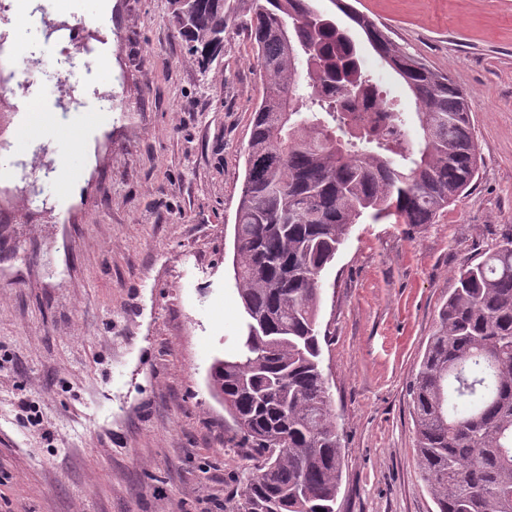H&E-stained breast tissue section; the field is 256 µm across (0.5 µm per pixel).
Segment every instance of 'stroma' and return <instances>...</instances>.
I'll list each match as a JSON object with an SVG mask.
<instances>
[{"label": "stroma", "mask_w": 512, "mask_h": 512, "mask_svg": "<svg viewBox=\"0 0 512 512\" xmlns=\"http://www.w3.org/2000/svg\"><path fill=\"white\" fill-rule=\"evenodd\" d=\"M466 97L481 160L433 224L362 219L322 275V360L344 466L336 512H437L416 464L409 385L467 260L512 231V0H348ZM364 47L403 111L402 79L331 0H311ZM112 84L82 55L47 68L42 20L18 88L34 139L6 137L0 181V512H228L256 460L207 373L241 334L233 228L263 85L246 30L201 74L169 23V0H107ZM58 84L53 110L40 95ZM112 108L75 137L68 213L54 192L56 138L75 100Z\"/></svg>", "instance_id": "35a3bbf8"}]
</instances>
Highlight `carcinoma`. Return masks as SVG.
Instances as JSON below:
<instances>
[{"label": "carcinoma", "instance_id": "obj_1", "mask_svg": "<svg viewBox=\"0 0 512 512\" xmlns=\"http://www.w3.org/2000/svg\"><path fill=\"white\" fill-rule=\"evenodd\" d=\"M333 4L405 82L418 144L393 102L381 132L349 127L346 105L382 90L356 70L348 29L310 0H171L205 73L246 18L265 81L234 224L242 334L209 369L238 447L257 460L229 512H336L343 455L320 359L322 272L365 215L435 223L481 159L464 92L345 0ZM410 395L417 465L438 512H512V233L458 269Z\"/></svg>", "mask_w": 512, "mask_h": 512}]
</instances>
